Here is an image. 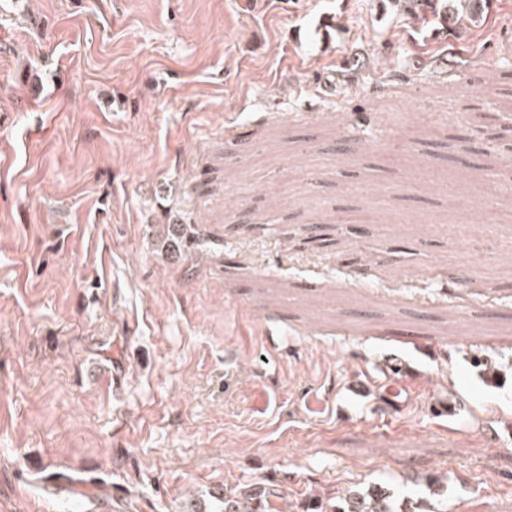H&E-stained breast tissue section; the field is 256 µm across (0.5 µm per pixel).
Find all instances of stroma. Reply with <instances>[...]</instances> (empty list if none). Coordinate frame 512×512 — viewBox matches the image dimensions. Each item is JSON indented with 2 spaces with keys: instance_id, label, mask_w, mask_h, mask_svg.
<instances>
[{
  "instance_id": "35a3bbf8",
  "label": "stroma",
  "mask_w": 512,
  "mask_h": 512,
  "mask_svg": "<svg viewBox=\"0 0 512 512\" xmlns=\"http://www.w3.org/2000/svg\"><path fill=\"white\" fill-rule=\"evenodd\" d=\"M467 100L512 116V0H0V512L429 474L512 512V140L455 169ZM174 216L201 237L157 254ZM490 0H392L399 10L411 16L418 24L437 20L453 22L458 29H466L483 18Z\"/></svg>"
}]
</instances>
